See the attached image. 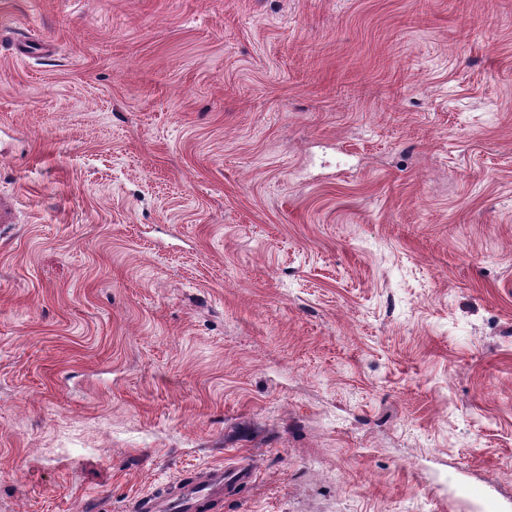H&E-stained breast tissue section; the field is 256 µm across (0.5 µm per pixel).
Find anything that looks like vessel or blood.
I'll return each instance as SVG.
<instances>
[{
  "mask_svg": "<svg viewBox=\"0 0 512 512\" xmlns=\"http://www.w3.org/2000/svg\"><path fill=\"white\" fill-rule=\"evenodd\" d=\"M244 470L230 471L221 467H213L202 476L190 483L180 485L177 494L164 499L156 496L143 497L138 508L140 512H194L200 501L219 503L224 492L226 478H246Z\"/></svg>",
  "mask_w": 512,
  "mask_h": 512,
  "instance_id": "obj_1",
  "label": "vessel or blood"
}]
</instances>
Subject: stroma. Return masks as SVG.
Wrapping results in <instances>:
<instances>
[{"instance_id": "stroma-1", "label": "stroma", "mask_w": 512, "mask_h": 512, "mask_svg": "<svg viewBox=\"0 0 512 512\" xmlns=\"http://www.w3.org/2000/svg\"><path fill=\"white\" fill-rule=\"evenodd\" d=\"M0 512H512V0H0ZM246 479L248 473L237 469L229 471L224 467H213L204 472L202 476L191 482L178 487L174 496L164 499L156 496H145L138 503V509L142 512H174L172 510L182 509L183 512H195L201 500L210 501L215 507L220 501L224 492L225 478Z\"/></svg>"}]
</instances>
